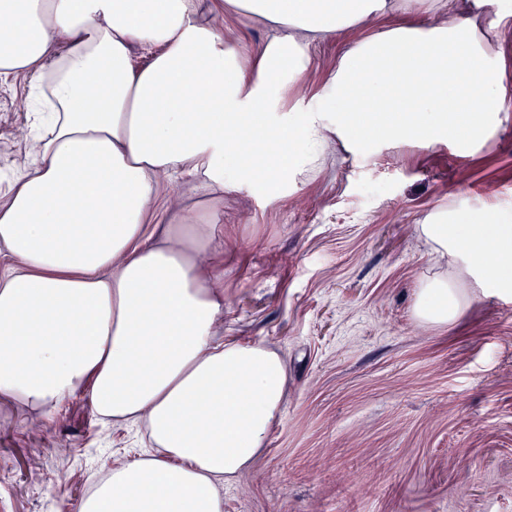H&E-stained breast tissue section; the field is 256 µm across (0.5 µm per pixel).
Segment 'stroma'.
Here are the masks:
<instances>
[{
  "label": "stroma",
  "mask_w": 512,
  "mask_h": 512,
  "mask_svg": "<svg viewBox=\"0 0 512 512\" xmlns=\"http://www.w3.org/2000/svg\"><path fill=\"white\" fill-rule=\"evenodd\" d=\"M224 45L257 57L271 26L213 15ZM386 19L317 40L290 112ZM30 77L0 82V195L35 124ZM512 213V117L477 152L415 141L354 153L326 141L318 168L284 197L227 181L228 342L261 343L287 367L281 412L254 462L222 487L224 512H512V297L465 289L445 325L418 318L435 267L420 226L438 209ZM147 449L141 430L99 421L85 397L51 416L0 404V512L77 505L104 462Z\"/></svg>",
  "instance_id": "stroma-1"
}]
</instances>
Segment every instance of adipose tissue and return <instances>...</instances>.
<instances>
[{"label":"adipose tissue","instance_id":"adipose-tissue-1","mask_svg":"<svg viewBox=\"0 0 512 512\" xmlns=\"http://www.w3.org/2000/svg\"><path fill=\"white\" fill-rule=\"evenodd\" d=\"M413 0H224L276 28L253 64L199 21L195 0H0V79L32 76L48 113L0 197V401L51 415L87 396L103 422L142 425L151 453L104 464L76 512H224V479L264 448L287 383L281 357L215 335L224 288L200 257L224 245L208 204L169 215L161 174L264 186L308 176L328 135L362 152L459 134L468 148L499 127L512 90L497 44L512 30L499 0L445 20H397L358 41L320 94L278 112L312 40L410 9ZM154 48L133 66L134 47ZM302 135L303 151L281 145ZM261 158L260 167L244 155ZM455 208L421 231L471 287L512 294V219ZM461 305L446 277L425 280L416 310L435 325Z\"/></svg>","mask_w":512,"mask_h":512}]
</instances>
